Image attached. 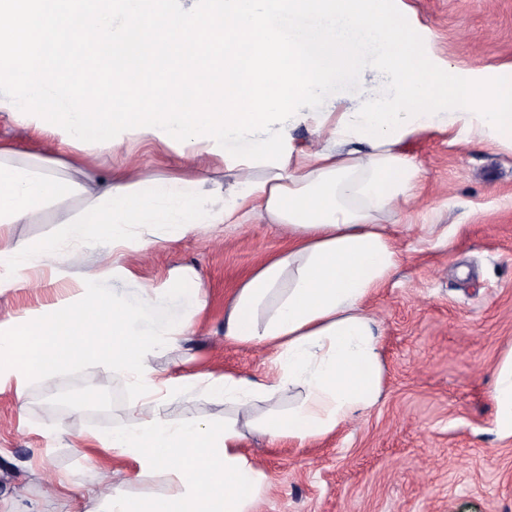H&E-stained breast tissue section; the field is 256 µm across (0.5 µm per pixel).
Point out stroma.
Returning <instances> with one entry per match:
<instances>
[{
	"instance_id": "1",
	"label": "stroma",
	"mask_w": 512,
	"mask_h": 512,
	"mask_svg": "<svg viewBox=\"0 0 512 512\" xmlns=\"http://www.w3.org/2000/svg\"><path fill=\"white\" fill-rule=\"evenodd\" d=\"M422 37L428 58L444 71L485 80L512 65V0H396ZM482 69L470 70L473 59ZM0 141L41 154L46 135L22 117L0 112ZM187 145L127 137L108 159L153 176L190 173ZM419 169L410 205L385 221L402 253L393 277L366 306L383 352L378 403L337 432L306 446L247 433L242 451L264 476L258 512H512V437L496 427L490 391L512 349V150L485 140L462 146L444 129L409 140ZM77 200L48 210L44 224H7L0 233L29 247L59 230ZM288 237L255 217L227 230L200 224L179 240L156 244L135 229L101 279L124 304L154 289L151 322L192 317L187 335L150 364L167 376L266 374L271 353L224 337V309L239 282ZM105 241L83 247L81 267L36 261L29 284L0 290V320L26 316L56 301L81 271L100 269ZM193 271L206 299L196 310ZM78 386L82 411L58 410L51 389ZM140 390L126 374L87 359L34 378L24 393L0 386V501L11 512H105L91 488L147 500L170 493L176 476H134L125 458L100 447L96 435L127 424ZM223 399L204 383L170 399L171 421L224 419Z\"/></svg>"
}]
</instances>
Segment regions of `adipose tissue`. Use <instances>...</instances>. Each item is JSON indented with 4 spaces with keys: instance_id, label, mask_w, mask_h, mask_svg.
I'll list each match as a JSON object with an SVG mask.
<instances>
[{
    "instance_id": "1",
    "label": "adipose tissue",
    "mask_w": 512,
    "mask_h": 512,
    "mask_svg": "<svg viewBox=\"0 0 512 512\" xmlns=\"http://www.w3.org/2000/svg\"><path fill=\"white\" fill-rule=\"evenodd\" d=\"M347 110L339 102L330 113L295 115L298 123L316 120L317 137L264 177L237 166L224 192H205L202 181L188 178L97 175L96 147L64 159L68 144L58 139L55 155L45 157L0 144V225L42 224L49 206L74 197L81 202L61 236L35 245L40 256L73 263L76 246L101 235L114 251L127 247L135 227H166L165 238L173 241L192 225L240 224L257 209L288 229L286 247L240 283L224 312L225 338L270 349L274 375L211 381L210 390L235 408L220 424L190 419L176 425L168 418L167 397L185 386L161 378L149 360L172 348L190 322L146 326L152 290L128 307L104 293L99 273L90 272L60 304L0 321V384L14 383L16 393L53 367L88 358L156 392L102 444L130 460L136 474L176 473L179 488L153 501L113 496L109 512H254L263 475L241 451L247 429L306 445L380 399L382 349L366 302L400 262L381 218L413 197L417 169L400 144L374 146L337 134L338 116ZM435 126L453 130L459 144L486 133L473 114L458 112L414 121L408 136ZM294 390L300 397L288 411L254 416L256 399Z\"/></svg>"
}]
</instances>
